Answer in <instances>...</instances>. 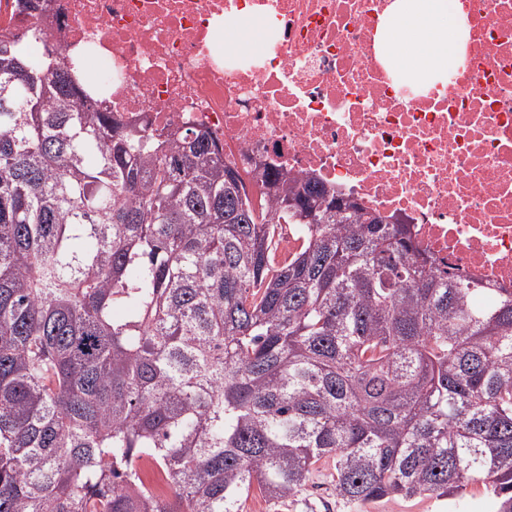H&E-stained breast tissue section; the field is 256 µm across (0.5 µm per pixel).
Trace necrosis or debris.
Returning <instances> with one entry per match:
<instances>
[{
    "label": "necrosis or debris",
    "mask_w": 512,
    "mask_h": 512,
    "mask_svg": "<svg viewBox=\"0 0 512 512\" xmlns=\"http://www.w3.org/2000/svg\"><path fill=\"white\" fill-rule=\"evenodd\" d=\"M0 0L46 33L99 109L149 130L207 132L253 203L284 168L409 225L459 274L512 288V0H459L468 35L448 79L417 86L378 53L393 0ZM243 17L259 50L224 45Z\"/></svg>",
    "instance_id": "obj_1"
}]
</instances>
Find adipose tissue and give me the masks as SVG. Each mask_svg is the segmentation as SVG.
Returning <instances> with one entry per match:
<instances>
[{
    "label": "adipose tissue",
    "instance_id": "obj_1",
    "mask_svg": "<svg viewBox=\"0 0 512 512\" xmlns=\"http://www.w3.org/2000/svg\"><path fill=\"white\" fill-rule=\"evenodd\" d=\"M466 35L453 0H393L380 48L397 69L430 82L456 65Z\"/></svg>",
    "mask_w": 512,
    "mask_h": 512
}]
</instances>
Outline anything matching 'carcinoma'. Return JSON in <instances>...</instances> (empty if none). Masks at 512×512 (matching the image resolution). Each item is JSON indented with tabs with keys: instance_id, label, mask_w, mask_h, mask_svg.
<instances>
[{
	"instance_id": "cac0c4a2",
	"label": "carcinoma",
	"mask_w": 512,
	"mask_h": 512,
	"mask_svg": "<svg viewBox=\"0 0 512 512\" xmlns=\"http://www.w3.org/2000/svg\"><path fill=\"white\" fill-rule=\"evenodd\" d=\"M269 183L258 210L209 135L96 109L0 27V512H239L322 460L349 504L477 483L512 512V289ZM140 480L149 487L157 497H166L171 491V480L162 470L156 468L151 460L141 462L138 470Z\"/></svg>"
}]
</instances>
